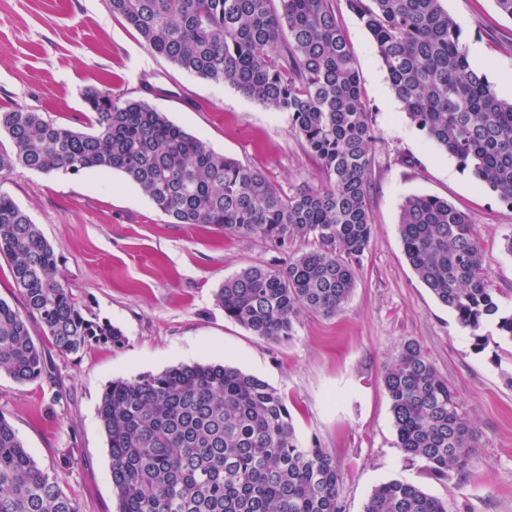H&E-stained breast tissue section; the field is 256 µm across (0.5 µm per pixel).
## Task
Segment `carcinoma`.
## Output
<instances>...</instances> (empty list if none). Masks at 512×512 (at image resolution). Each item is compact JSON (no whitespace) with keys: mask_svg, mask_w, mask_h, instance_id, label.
<instances>
[{"mask_svg":"<svg viewBox=\"0 0 512 512\" xmlns=\"http://www.w3.org/2000/svg\"><path fill=\"white\" fill-rule=\"evenodd\" d=\"M370 33L407 119L512 206V101L472 68L442 0H347ZM112 15L150 50L200 78L288 113L320 164L321 181L294 194L261 170L215 152L147 100L88 87L87 130L24 107L0 112V174L118 170L175 224H211L276 251L313 247L285 264L249 266L214 293L224 316L265 340L294 333L304 313L334 315L355 288L373 222L369 175L375 135L348 41L331 0H110ZM399 233L407 261L458 323H495L512 341L469 216L426 195L405 199ZM0 257L23 309L0 299V375L17 383L46 371L37 323L58 355L93 341L124 343L89 319L59 273L54 246L0 191ZM398 447L438 479L471 471L480 432L414 342L383 375ZM99 417L108 439L118 512H343L341 473L316 442L298 438L284 395L221 364H181L110 384ZM0 512H83L0 417ZM364 512H448L399 480L372 490Z\"/></svg>","mask_w":512,"mask_h":512,"instance_id":"cac0c4a2","label":"carcinoma"}]
</instances>
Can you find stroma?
Returning a JSON list of instances; mask_svg holds the SVG:
<instances>
[{
    "mask_svg": "<svg viewBox=\"0 0 512 512\" xmlns=\"http://www.w3.org/2000/svg\"><path fill=\"white\" fill-rule=\"evenodd\" d=\"M352 51L376 136L370 175L373 237L356 286L334 316L303 315L276 342L227 319L213 294L241 269L287 261L258 239L207 224H175L115 170L0 178L54 246L58 268L88 317L109 322L124 343L94 342L53 356L50 372L19 384L0 376V416L39 467L57 476L83 512H118L111 457L98 408L112 381L193 363L226 364L284 394L302 443L326 448L342 474L343 512H363L379 483L401 480L448 504V512H512V342L487 323L471 333L420 281L399 234L412 195L448 200L469 214L484 268L512 309V207L411 125L372 38L346 0H332ZM460 22L469 61L487 75L512 68V18L495 0H443ZM143 96L215 151L263 171L288 194L318 185L314 157L284 112L232 86L189 74L152 53L113 16L109 0H0V112L25 107L75 130L89 114L85 88ZM417 343L456 392L482 446L465 476L435 478L397 445L385 368Z\"/></svg>",
    "mask_w": 512,
    "mask_h": 512,
    "instance_id": "stroma-1",
    "label": "stroma"
}]
</instances>
